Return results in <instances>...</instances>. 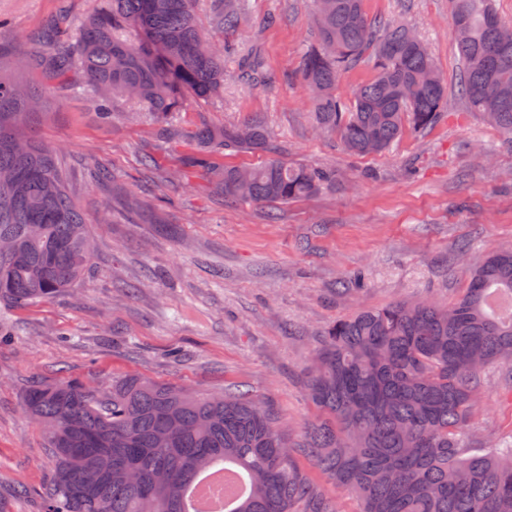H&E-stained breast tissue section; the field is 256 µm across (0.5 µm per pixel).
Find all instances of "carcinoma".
Wrapping results in <instances>:
<instances>
[{"label":"carcinoma","instance_id":"obj_1","mask_svg":"<svg viewBox=\"0 0 512 512\" xmlns=\"http://www.w3.org/2000/svg\"><path fill=\"white\" fill-rule=\"evenodd\" d=\"M212 24L236 32L246 0H213ZM463 61L459 91L469 109L512 135V42L494 0H452ZM315 43L298 73L318 128L357 156L388 151L408 128L434 125L448 91L425 44L408 27L367 17L363 0H315ZM225 44L202 29L195 0H99L76 33L48 24L42 44L0 41L16 68L57 80L81 70L109 100L149 110L164 134L188 101L224 90ZM369 59L374 77L349 102L340 75ZM254 86L270 81L255 58L240 63ZM36 95L0 71V302L27 304L75 288L91 266L90 225L56 158L22 131ZM187 163L205 171L234 204H284L336 183V170L275 157L238 169L214 161L226 151L273 152L261 124L200 126ZM512 250L495 251L468 275L446 308L392 302L336 320L322 335L306 394L321 412L294 446L276 415L242 392L192 391L129 378L106 391L79 381L36 383L26 413L44 428L53 461L42 512H185L189 491L215 463L247 480L232 512H340L307 471L304 457L355 498L357 512H512V444L465 446L488 368L512 366Z\"/></svg>","mask_w":512,"mask_h":512}]
</instances>
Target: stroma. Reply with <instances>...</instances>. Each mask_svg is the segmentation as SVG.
Returning <instances> with one entry per match:
<instances>
[{"instance_id": "stroma-1", "label": "stroma", "mask_w": 512, "mask_h": 512, "mask_svg": "<svg viewBox=\"0 0 512 512\" xmlns=\"http://www.w3.org/2000/svg\"><path fill=\"white\" fill-rule=\"evenodd\" d=\"M96 0H0L6 41L48 23L77 29ZM369 18L416 30L448 87L434 126L409 130L388 152L355 156L319 130L296 73L314 40L313 0H249L224 61V92L189 102L174 137L137 117L122 97L99 123L98 91L80 73L47 81L20 72L42 100L26 136L53 150L90 224L91 271L71 291L0 304V512H39L53 468L45 436L23 411L34 382L108 388L146 377L202 392L244 391L301 440L316 410L304 381L319 338L336 319L396 300H457L466 269L512 249V135L471 112L450 0H364ZM260 55L273 83L242 79ZM264 125L288 163L330 167L333 187L285 205H225L205 173L187 166L200 124ZM141 210L128 212L123 196ZM361 273L363 288L339 292ZM471 446L512 443V373L485 377L469 422Z\"/></svg>"}]
</instances>
